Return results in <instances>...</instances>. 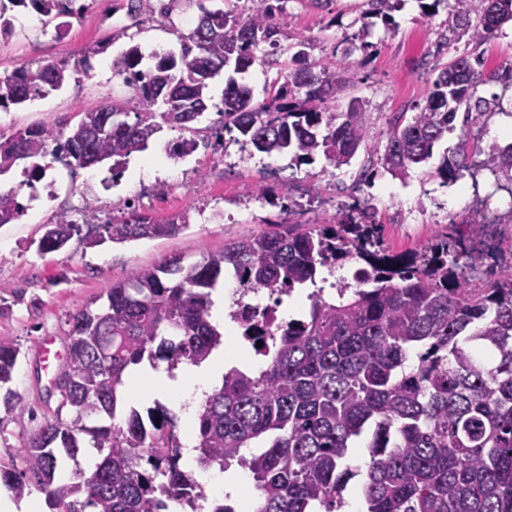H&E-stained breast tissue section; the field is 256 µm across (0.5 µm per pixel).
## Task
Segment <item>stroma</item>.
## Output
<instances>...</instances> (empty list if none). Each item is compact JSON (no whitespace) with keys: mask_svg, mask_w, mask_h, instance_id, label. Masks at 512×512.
Returning a JSON list of instances; mask_svg holds the SVG:
<instances>
[{"mask_svg":"<svg viewBox=\"0 0 512 512\" xmlns=\"http://www.w3.org/2000/svg\"><path fill=\"white\" fill-rule=\"evenodd\" d=\"M81 2L80 16L62 32L33 9L15 10L19 35L0 45V75L24 62L35 65L62 58L73 63L86 58L91 67L75 74L62 90L0 109V134L43 123L63 128L74 124L79 112L128 98L131 91L115 75L113 63L131 46L140 47L146 68L153 66L154 52L181 50L179 35L187 30L183 6L173 10L172 25L147 19L119 38L114 17L117 0ZM364 5L365 0H290L284 34L292 43L312 40L316 58L343 53L346 35L364 26ZM394 20L396 26L390 30L381 19H373L368 26L369 50L351 55L350 85L337 104L342 107L350 98H361L370 114V131L348 165L337 168L320 156L299 165L288 153H260L251 145L219 137L214 127L222 106L218 87L233 78L248 84L256 100H263L265 89L287 69L290 57L286 54L276 64L257 65L245 74L224 68L211 80L209 108L198 123L205 148L183 161H171L167 153L181 132L166 125L147 150L131 157L134 165L164 166L166 176L143 174L133 181L125 175L111 186L107 165L64 167L51 157L41 158L45 178L54 184L56 201L44 202L36 213L0 225V336L12 338L20 349L13 388L27 408L21 418L0 408V464L19 459L21 448L58 407L59 395L37 357L38 344L49 336L57 348H64L70 315L92 302L104 301L106 288L133 269L171 256L188 262L202 260L222 251L225 243L287 223L292 214H306L312 224H330L352 206L365 208L382 225L386 246L402 252L420 248L437 235L455 233L448 213L436 209L442 200L452 199L450 213L464 222L477 212L468 203L474 190L499 212L512 209V183L494 177L479 163L480 150L493 143L512 142V86L501 81L491 80L480 88L482 96L496 98V111L475 125L456 118L454 131L435 151L440 157L455 150L461 136L481 127L483 136L477 149L470 151L468 167L458 182L443 185L426 166L411 171L402 181L378 168L374 151L382 147L389 121L397 113L411 112L426 97L437 65L464 48L460 42L443 49L438 46L448 24L447 8L427 18L418 0H403ZM98 44L103 45V52L89 55V48ZM256 187L263 188V196H253ZM70 191L76 204L100 223L124 217L132 205L160 221L189 213V225L174 237L107 242L94 248L74 241L62 251L39 253L37 242L43 227L54 222L58 198Z\"/></svg>","mask_w":512,"mask_h":512,"instance_id":"stroma-1","label":"stroma"}]
</instances>
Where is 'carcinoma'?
Here are the masks:
<instances>
[{
	"label": "carcinoma",
	"mask_w": 512,
	"mask_h": 512,
	"mask_svg": "<svg viewBox=\"0 0 512 512\" xmlns=\"http://www.w3.org/2000/svg\"><path fill=\"white\" fill-rule=\"evenodd\" d=\"M72 0H0V40L13 34L9 8L31 6L44 17L71 12ZM137 26L148 17L172 22L177 0H130ZM401 0H367L363 18L393 21ZM488 0H454L448 31L453 41L480 44L512 21V0H498L500 20L487 19ZM288 0H259L238 11L200 7L181 36L180 56L166 54L153 67L133 46L113 62L131 89L127 101L110 100L82 113L69 133L46 124L0 134V174L22 161L63 154L86 168L110 162L112 174L144 151L162 125L193 131L209 108L208 80L223 68L245 73L291 53V66L256 103L252 89L233 80L224 89L222 130L236 132L257 151H287L297 164L323 156L340 168L369 134L364 103L338 110L349 87L353 47L344 60L324 61L301 39L282 45ZM468 53L437 69L424 102L384 132L378 164L395 178L433 158L459 110L466 120L492 112L478 95L484 74ZM74 72L67 61L21 64L0 76V108L60 89ZM466 141L435 169L443 183L465 169ZM199 148L195 136L177 140L169 158ZM483 166L512 183V143L485 155ZM25 208L14 190L0 191V224ZM189 215L161 222L132 210L104 224L83 225L62 212L47 225L39 250L60 251L75 237L89 247L172 237ZM481 224L472 218L454 242L393 252L369 214H348L334 224H286L224 245L199 262L181 257L131 271L105 290L103 308L71 316L67 391L56 416L21 449L22 468L0 466V486L21 498L45 495L49 512H170L168 502L190 503L200 484L181 467L177 420L157 403L121 422L128 368L148 361L172 370L200 365L220 344L211 294L220 279L238 286L293 291L316 284L322 267L352 268L337 297L312 296L309 314L291 319L252 346L258 370L231 367L200 406L195 422L196 462L207 470L232 463L254 482V512H341L351 481L362 477L359 512H512V270L481 286L470 270L483 257L476 248ZM20 350L0 336V405L22 417L25 406L11 388ZM266 449L246 455L256 440ZM366 442L365 471L349 459L355 440ZM97 458L66 474L65 463L86 448Z\"/></svg>",
	"instance_id": "obj_1"
}]
</instances>
